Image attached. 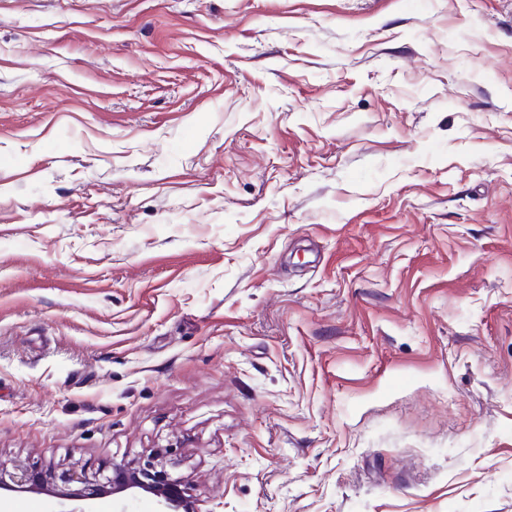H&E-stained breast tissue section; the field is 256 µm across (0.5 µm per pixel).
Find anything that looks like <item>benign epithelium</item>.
<instances>
[{
    "label": "benign epithelium",
    "mask_w": 512,
    "mask_h": 512,
    "mask_svg": "<svg viewBox=\"0 0 512 512\" xmlns=\"http://www.w3.org/2000/svg\"><path fill=\"white\" fill-rule=\"evenodd\" d=\"M180 465L173 448L154 451L144 458L123 460L112 464V474L102 471L88 474L72 469L50 475L35 471L26 461L17 459L11 466L0 464V490L48 491L53 496L78 505L66 512H87L84 503L110 493L116 496L143 492L154 497L156 512H200L198 503L189 493V481L185 477H172L171 470Z\"/></svg>",
    "instance_id": "7a95c632"
}]
</instances>
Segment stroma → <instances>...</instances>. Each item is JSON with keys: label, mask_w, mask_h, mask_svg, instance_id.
<instances>
[{"label": "stroma", "mask_w": 512, "mask_h": 512, "mask_svg": "<svg viewBox=\"0 0 512 512\" xmlns=\"http://www.w3.org/2000/svg\"><path fill=\"white\" fill-rule=\"evenodd\" d=\"M176 441L201 512H512V0H0V462Z\"/></svg>", "instance_id": "obj_1"}]
</instances>
